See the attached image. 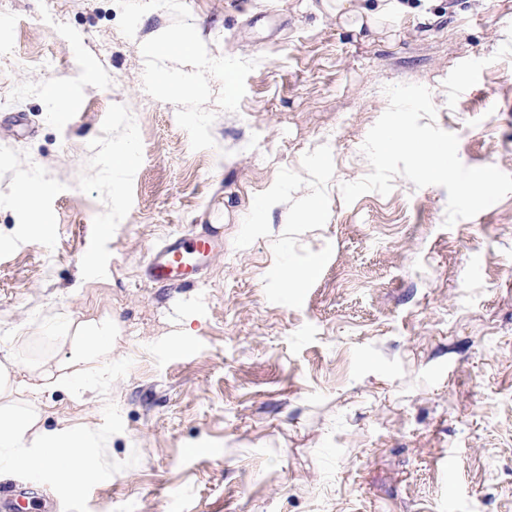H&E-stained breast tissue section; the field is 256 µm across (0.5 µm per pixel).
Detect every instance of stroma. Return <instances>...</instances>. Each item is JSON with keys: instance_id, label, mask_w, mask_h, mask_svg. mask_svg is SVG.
Segmentation results:
<instances>
[{"instance_id": "obj_1", "label": "stroma", "mask_w": 512, "mask_h": 512, "mask_svg": "<svg viewBox=\"0 0 512 512\" xmlns=\"http://www.w3.org/2000/svg\"><path fill=\"white\" fill-rule=\"evenodd\" d=\"M1 17L0 349L38 359L103 308L121 329L107 394L42 400L48 427L100 437L93 477L40 472L46 512H512V194L447 228L443 187L340 190L370 172L400 83L430 90L464 165L512 174V0H412L374 37L323 0H0ZM165 34L193 52L153 57ZM160 69L194 94L163 96ZM60 78L79 85L64 119L42 93ZM34 174L50 248L12 202ZM202 232L198 283L146 280L151 247Z\"/></svg>"}]
</instances>
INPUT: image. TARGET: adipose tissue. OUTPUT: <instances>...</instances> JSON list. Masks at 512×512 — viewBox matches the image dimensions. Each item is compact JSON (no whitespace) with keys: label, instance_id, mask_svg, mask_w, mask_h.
<instances>
[{"label":"adipose tissue","instance_id":"1","mask_svg":"<svg viewBox=\"0 0 512 512\" xmlns=\"http://www.w3.org/2000/svg\"><path fill=\"white\" fill-rule=\"evenodd\" d=\"M337 22L359 32L378 31L382 19L404 13V0H379L376 8L359 6L357 0H329ZM62 355L34 362H19L14 352L0 354V454H9L17 465L55 474L72 482L91 469V450L99 440L89 427H46L41 399L58 391L76 392L78 382L99 373L112 358L116 336L110 313L76 320L59 327Z\"/></svg>","mask_w":512,"mask_h":512}]
</instances>
